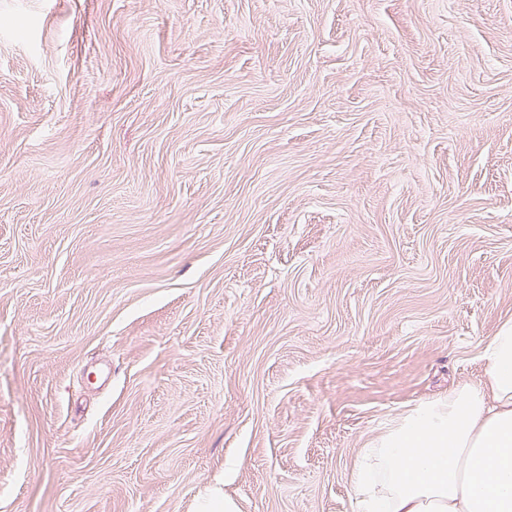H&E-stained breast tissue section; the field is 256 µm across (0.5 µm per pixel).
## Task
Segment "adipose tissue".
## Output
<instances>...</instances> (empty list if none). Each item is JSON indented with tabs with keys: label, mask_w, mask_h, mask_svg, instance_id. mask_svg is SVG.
<instances>
[{
	"label": "adipose tissue",
	"mask_w": 512,
	"mask_h": 512,
	"mask_svg": "<svg viewBox=\"0 0 512 512\" xmlns=\"http://www.w3.org/2000/svg\"><path fill=\"white\" fill-rule=\"evenodd\" d=\"M483 360L482 381L408 405L364 448L358 512H512V319Z\"/></svg>",
	"instance_id": "obj_1"
}]
</instances>
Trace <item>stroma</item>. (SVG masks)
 I'll return each instance as SVG.
<instances>
[{
  "label": "stroma",
  "instance_id": "35a3bbf8",
  "mask_svg": "<svg viewBox=\"0 0 512 512\" xmlns=\"http://www.w3.org/2000/svg\"><path fill=\"white\" fill-rule=\"evenodd\" d=\"M512 319V0H0V512H355Z\"/></svg>",
  "mask_w": 512,
  "mask_h": 512
}]
</instances>
